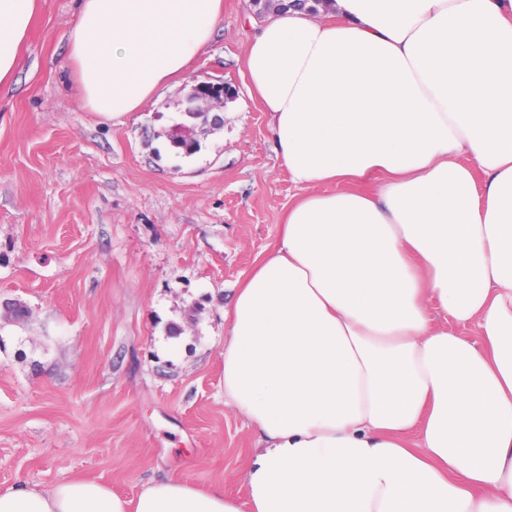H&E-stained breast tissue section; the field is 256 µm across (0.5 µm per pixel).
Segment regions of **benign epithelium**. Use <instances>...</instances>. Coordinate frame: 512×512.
I'll return each instance as SVG.
<instances>
[{
    "label": "benign epithelium",
    "mask_w": 512,
    "mask_h": 512,
    "mask_svg": "<svg viewBox=\"0 0 512 512\" xmlns=\"http://www.w3.org/2000/svg\"><path fill=\"white\" fill-rule=\"evenodd\" d=\"M232 94L231 86L224 81H190L189 88L181 100L180 113L185 117L195 114L191 122L177 119L166 130V136L187 142L196 138L199 130L219 127V111Z\"/></svg>",
    "instance_id": "1"
}]
</instances>
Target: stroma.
Instances as JSON below:
<instances>
[{
  "label": "stroma",
  "mask_w": 512,
  "mask_h": 512,
  "mask_svg": "<svg viewBox=\"0 0 512 512\" xmlns=\"http://www.w3.org/2000/svg\"><path fill=\"white\" fill-rule=\"evenodd\" d=\"M78 0H40L0 87V491L85 478L246 499L258 431L224 402V310L280 235L297 188L243 59L247 0L187 73L235 91L191 156L164 132L186 92L119 120L82 110L63 61Z\"/></svg>",
  "instance_id": "stroma-1"
}]
</instances>
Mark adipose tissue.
<instances>
[{"mask_svg":"<svg viewBox=\"0 0 512 512\" xmlns=\"http://www.w3.org/2000/svg\"><path fill=\"white\" fill-rule=\"evenodd\" d=\"M35 8L0 0V84ZM223 12L80 0L66 34L79 106L138 111ZM244 70L298 189L224 313V397L261 437L246 504L71 480L0 491V512H512V0L291 9ZM373 176L378 196L355 190Z\"/></svg>","mask_w":512,"mask_h":512,"instance_id":"ef3b65f1","label":"adipose tissue"}]
</instances>
